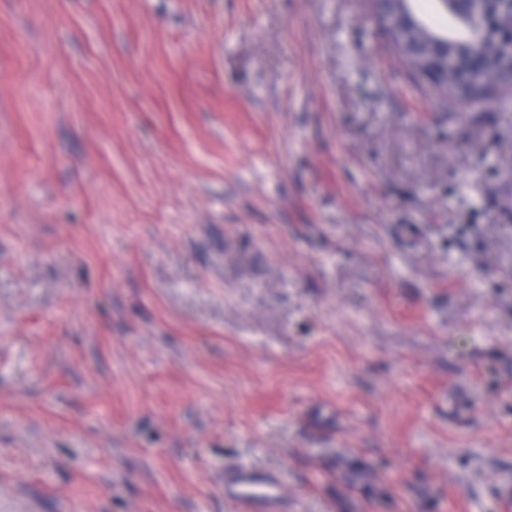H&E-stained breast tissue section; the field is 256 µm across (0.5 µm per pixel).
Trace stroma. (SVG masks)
Instances as JSON below:
<instances>
[{
    "mask_svg": "<svg viewBox=\"0 0 512 512\" xmlns=\"http://www.w3.org/2000/svg\"><path fill=\"white\" fill-rule=\"evenodd\" d=\"M512 512V96L371 0H0V512ZM224 489L231 491L244 512H253L258 501L275 504L282 498L278 481L236 468L224 471Z\"/></svg>",
    "mask_w": 512,
    "mask_h": 512,
    "instance_id": "1",
    "label": "stroma"
}]
</instances>
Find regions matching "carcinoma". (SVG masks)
I'll return each mask as SVG.
<instances>
[{"mask_svg":"<svg viewBox=\"0 0 512 512\" xmlns=\"http://www.w3.org/2000/svg\"><path fill=\"white\" fill-rule=\"evenodd\" d=\"M430 11L416 12L394 2L383 6L389 17L404 10L415 16L411 26L386 25L381 32L393 53L409 71H436L439 77L424 92L440 108L469 107L492 99L512 74V14L499 12L487 28L479 17L461 13L455 0H429Z\"/></svg>","mask_w":512,"mask_h":512,"instance_id":"cac0c4a2","label":"carcinoma"}]
</instances>
